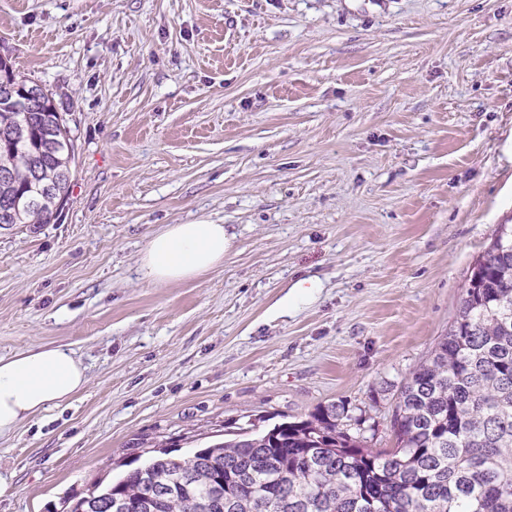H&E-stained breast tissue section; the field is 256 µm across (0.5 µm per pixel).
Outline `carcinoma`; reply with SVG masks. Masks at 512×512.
Segmentation results:
<instances>
[{
	"instance_id": "cac0c4a2",
	"label": "carcinoma",
	"mask_w": 512,
	"mask_h": 512,
	"mask_svg": "<svg viewBox=\"0 0 512 512\" xmlns=\"http://www.w3.org/2000/svg\"><path fill=\"white\" fill-rule=\"evenodd\" d=\"M0 228L67 205L75 146L54 97L0 56ZM344 401L193 456L162 452L89 491L102 512H512V225L475 262L448 333L402 384L394 446ZM173 489L140 504L149 483Z\"/></svg>"
}]
</instances>
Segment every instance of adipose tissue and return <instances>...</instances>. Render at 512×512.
Wrapping results in <instances>:
<instances>
[{"mask_svg":"<svg viewBox=\"0 0 512 512\" xmlns=\"http://www.w3.org/2000/svg\"><path fill=\"white\" fill-rule=\"evenodd\" d=\"M230 246L223 225L170 224L149 240L140 274L153 285L189 281L223 264ZM87 382L82 362L63 347L0 357V436L68 401Z\"/></svg>","mask_w":512,"mask_h":512,"instance_id":"ef3b65f1","label":"adipose tissue"}]
</instances>
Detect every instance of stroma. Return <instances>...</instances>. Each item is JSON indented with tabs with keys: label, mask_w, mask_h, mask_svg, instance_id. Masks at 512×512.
<instances>
[{
	"label": "stroma",
	"mask_w": 512,
	"mask_h": 512,
	"mask_svg": "<svg viewBox=\"0 0 512 512\" xmlns=\"http://www.w3.org/2000/svg\"><path fill=\"white\" fill-rule=\"evenodd\" d=\"M0 55L76 154L56 223L0 229V356L88 377L0 437V512L340 400L392 447L512 224V0H0ZM168 224L223 225V264L142 281Z\"/></svg>",
	"instance_id": "35a3bbf8"
}]
</instances>
